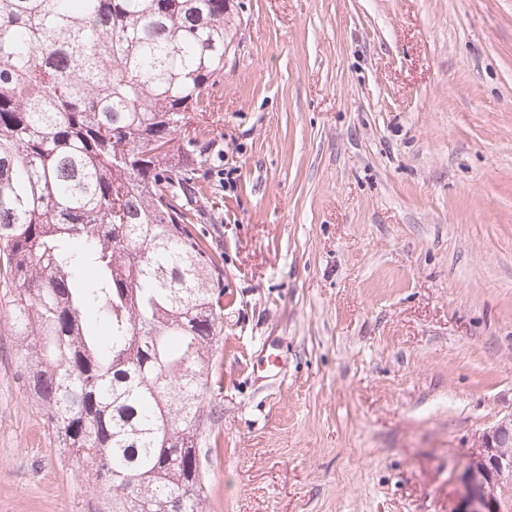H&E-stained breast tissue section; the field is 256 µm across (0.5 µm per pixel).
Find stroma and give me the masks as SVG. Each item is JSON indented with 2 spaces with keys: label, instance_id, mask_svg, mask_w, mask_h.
<instances>
[{
  "label": "stroma",
  "instance_id": "35a3bbf8",
  "mask_svg": "<svg viewBox=\"0 0 512 512\" xmlns=\"http://www.w3.org/2000/svg\"><path fill=\"white\" fill-rule=\"evenodd\" d=\"M234 4L191 119L229 284L207 512H454V462L512 417V0ZM8 319L0 512H100Z\"/></svg>",
  "mask_w": 512,
  "mask_h": 512
}]
</instances>
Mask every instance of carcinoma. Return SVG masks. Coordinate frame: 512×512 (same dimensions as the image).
Returning <instances> with one entry per match:
<instances>
[{"label":"carcinoma","instance_id":"cac0c4a2","mask_svg":"<svg viewBox=\"0 0 512 512\" xmlns=\"http://www.w3.org/2000/svg\"><path fill=\"white\" fill-rule=\"evenodd\" d=\"M230 0H0V289L22 375L105 512H205L224 274L192 232L188 113Z\"/></svg>","mask_w":512,"mask_h":512}]
</instances>
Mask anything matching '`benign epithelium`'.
<instances>
[{"instance_id":"7a95c632","label":"benign epithelium","mask_w":512,"mask_h":512,"mask_svg":"<svg viewBox=\"0 0 512 512\" xmlns=\"http://www.w3.org/2000/svg\"><path fill=\"white\" fill-rule=\"evenodd\" d=\"M511 446V418L475 438L456 512H512V454L506 452Z\"/></svg>"}]
</instances>
